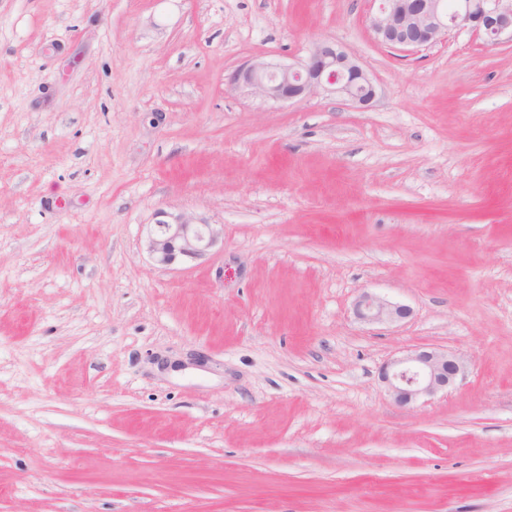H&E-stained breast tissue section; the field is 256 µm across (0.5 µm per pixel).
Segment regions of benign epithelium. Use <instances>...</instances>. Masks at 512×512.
I'll return each instance as SVG.
<instances>
[{
    "instance_id": "benign-epithelium-1",
    "label": "benign epithelium",
    "mask_w": 512,
    "mask_h": 512,
    "mask_svg": "<svg viewBox=\"0 0 512 512\" xmlns=\"http://www.w3.org/2000/svg\"><path fill=\"white\" fill-rule=\"evenodd\" d=\"M370 27L384 45L403 50L432 46L451 29L468 28L496 45L502 37L512 40V0H459L448 8L445 0H379ZM228 86L246 95L274 103L307 100L333 94L358 108H368L377 96L376 86L358 62L336 43H316L309 55L295 64L268 60L262 55L227 77ZM146 247L152 260L170 265L179 258L197 259L221 237V231L183 214L159 213ZM354 311L370 322L400 321L411 309L369 292L361 293ZM465 368L455 355L434 347L387 361L381 381L399 406L413 404L453 386Z\"/></svg>"
}]
</instances>
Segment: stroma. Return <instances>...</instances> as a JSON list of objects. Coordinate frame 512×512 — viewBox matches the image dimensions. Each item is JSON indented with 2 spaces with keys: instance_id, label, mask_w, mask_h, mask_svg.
<instances>
[{
  "instance_id": "1",
  "label": "stroma",
  "mask_w": 512,
  "mask_h": 512,
  "mask_svg": "<svg viewBox=\"0 0 512 512\" xmlns=\"http://www.w3.org/2000/svg\"><path fill=\"white\" fill-rule=\"evenodd\" d=\"M374 8L0 0V512H512V42ZM322 40L371 108L226 85ZM161 210L224 238L156 265ZM423 346L465 377L399 406ZM354 311L358 318L370 322H395L411 315L408 306L393 303L369 292H363L357 297Z\"/></svg>"
}]
</instances>
